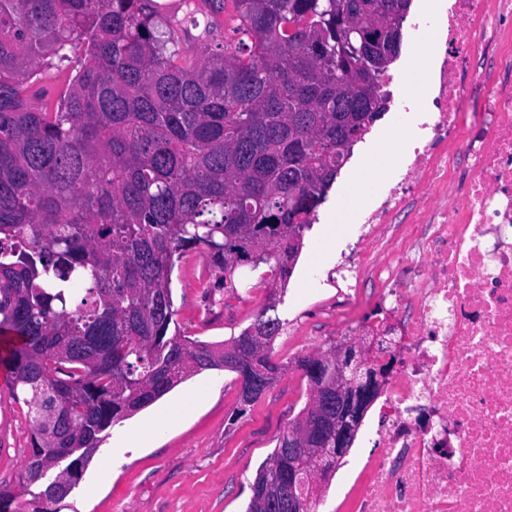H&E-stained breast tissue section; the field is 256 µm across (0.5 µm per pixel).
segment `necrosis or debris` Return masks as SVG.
<instances>
[{
  "label": "necrosis or debris",
  "instance_id": "necrosis-or-debris-1",
  "mask_svg": "<svg viewBox=\"0 0 512 512\" xmlns=\"http://www.w3.org/2000/svg\"><path fill=\"white\" fill-rule=\"evenodd\" d=\"M490 10L453 0L413 25L448 49L423 58L428 95L399 99L419 133L360 215V240L421 188L438 203L411 226L409 248L378 266L380 317L348 329L392 366L364 434L375 450L350 472L344 512H512V72L476 66L493 43ZM467 98L480 120L442 150Z\"/></svg>",
  "mask_w": 512,
  "mask_h": 512
}]
</instances>
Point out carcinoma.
I'll use <instances>...</instances> for the list:
<instances>
[{"mask_svg":"<svg viewBox=\"0 0 512 512\" xmlns=\"http://www.w3.org/2000/svg\"><path fill=\"white\" fill-rule=\"evenodd\" d=\"M410 0H202L234 31L184 56L158 0H0V366L32 422L30 455L69 462L37 494L70 495L112 426L187 377L276 379L268 312L220 345L170 333L175 261L202 249L224 284L270 266L285 286L311 215L386 111L376 67ZM355 27L369 56L338 44ZM47 72L62 86L34 108ZM278 438L247 512H285L288 436L336 389V352ZM322 445L300 464L325 474Z\"/></svg>","mask_w":512,"mask_h":512,"instance_id":"carcinoma-1","label":"carcinoma"}]
</instances>
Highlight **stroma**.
<instances>
[{
  "mask_svg": "<svg viewBox=\"0 0 512 512\" xmlns=\"http://www.w3.org/2000/svg\"><path fill=\"white\" fill-rule=\"evenodd\" d=\"M425 7V0L410 2L401 52L389 69L394 95L421 96L428 91L424 73L411 68L417 51L411 24ZM413 133L409 119L391 107L354 146L351 159L304 235L298 262L277 304L284 328L270 354L283 370L246 415H234L240 387L235 373L208 370L188 378L137 417L125 420L119 429L129 431L138 419L178 400L186 403L181 419L161 429L148 447L128 448L117 457L108 447L97 452L78 486L59 503V512H246L258 467L312 397L300 360L343 343L342 330L348 321L376 309L380 282L372 270L363 272L359 288L349 295L337 291L331 273L359 236V211L393 180ZM355 182L362 191L353 198L349 190ZM426 206L424 199L413 198L404 213L385 226L372 247L376 260L405 246L406 226ZM268 271L265 265L239 267L234 287L227 288L220 284L203 251H186L172 274L175 331L208 343L239 335L274 288ZM200 386L207 387V397L191 401ZM30 437L26 410L11 398L7 373L0 369V486L14 495L11 512L33 509V490L19 484ZM364 445L363 437L355 438L340 469L330 475L313 504V512H337L344 472L365 455ZM91 483L96 486L92 495L87 492Z\"/></svg>",
  "mask_w": 512,
  "mask_h": 512,
  "instance_id": "35a3bbf8",
  "label": "stroma"
}]
</instances>
